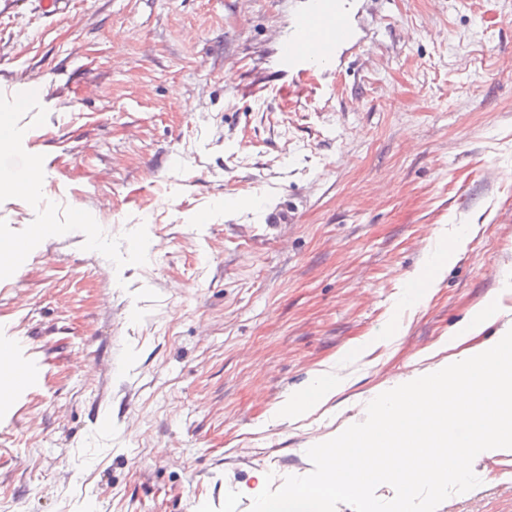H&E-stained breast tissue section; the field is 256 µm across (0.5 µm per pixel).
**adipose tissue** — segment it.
I'll return each instance as SVG.
<instances>
[{
	"mask_svg": "<svg viewBox=\"0 0 512 512\" xmlns=\"http://www.w3.org/2000/svg\"><path fill=\"white\" fill-rule=\"evenodd\" d=\"M512 293V268L502 271L501 288L498 296L492 297L475 307L466 324L449 332L443 343L445 350H453L475 336L481 335L503 314L501 297ZM347 378L339 365L333 364L315 371L310 382L297 391L288 394L285 400L271 412L268 421L275 424L284 420L299 421L317 413L329 404L343 390Z\"/></svg>",
	"mask_w": 512,
	"mask_h": 512,
	"instance_id": "obj_1",
	"label": "adipose tissue"
}]
</instances>
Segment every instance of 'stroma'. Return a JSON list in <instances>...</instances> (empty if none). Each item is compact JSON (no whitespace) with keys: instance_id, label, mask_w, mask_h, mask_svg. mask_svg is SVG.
Here are the masks:
<instances>
[{"instance_id":"35a3bbf8","label":"stroma","mask_w":512,"mask_h":512,"mask_svg":"<svg viewBox=\"0 0 512 512\" xmlns=\"http://www.w3.org/2000/svg\"><path fill=\"white\" fill-rule=\"evenodd\" d=\"M42 2L0 0V129L26 139L0 246L28 247L0 340L38 372L0 397V512H250L512 264V0H353L355 40L303 76L278 50L306 0ZM442 227L470 240L409 307ZM358 346L334 415L264 426ZM473 470L436 512H512V449Z\"/></svg>"}]
</instances>
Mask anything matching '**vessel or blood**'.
<instances>
[{"label":"vessel or blood","instance_id":"1","mask_svg":"<svg viewBox=\"0 0 512 512\" xmlns=\"http://www.w3.org/2000/svg\"><path fill=\"white\" fill-rule=\"evenodd\" d=\"M339 0H311L294 21L293 35L282 40L280 57L289 70L309 73L331 64L338 48L352 41L348 21Z\"/></svg>","mask_w":512,"mask_h":512}]
</instances>
